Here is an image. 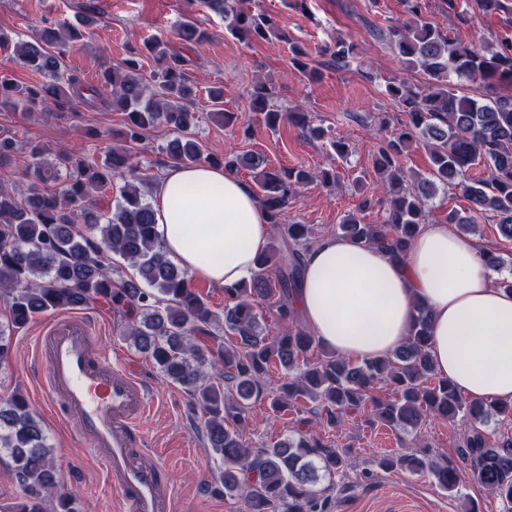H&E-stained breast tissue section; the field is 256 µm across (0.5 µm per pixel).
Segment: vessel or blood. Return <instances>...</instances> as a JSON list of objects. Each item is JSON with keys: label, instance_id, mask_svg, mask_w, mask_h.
Returning <instances> with one entry per match:
<instances>
[{"label": "vessel or blood", "instance_id": "vessel-or-blood-1", "mask_svg": "<svg viewBox=\"0 0 512 512\" xmlns=\"http://www.w3.org/2000/svg\"><path fill=\"white\" fill-rule=\"evenodd\" d=\"M84 317L67 314L43 331L41 383L62 421L76 419L75 433L93 447L126 512H174L166 469L144 447L148 397L139 377L113 368L89 343Z\"/></svg>", "mask_w": 512, "mask_h": 512}]
</instances>
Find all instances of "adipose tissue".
<instances>
[{
    "label": "adipose tissue",
    "instance_id": "ef3b65f1",
    "mask_svg": "<svg viewBox=\"0 0 512 512\" xmlns=\"http://www.w3.org/2000/svg\"><path fill=\"white\" fill-rule=\"evenodd\" d=\"M151 206L167 257L198 280H249L270 241L250 187L221 168L170 165ZM297 304L328 350L357 361L392 354L426 305L436 376L469 399L512 403V292L495 285L477 248L447 225L423 226L401 261L324 237L306 255Z\"/></svg>",
    "mask_w": 512,
    "mask_h": 512
}]
</instances>
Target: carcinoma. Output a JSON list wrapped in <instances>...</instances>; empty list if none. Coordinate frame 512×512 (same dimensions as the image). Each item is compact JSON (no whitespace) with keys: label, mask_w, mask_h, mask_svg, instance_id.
<instances>
[{"label":"carcinoma","mask_w":512,"mask_h":512,"mask_svg":"<svg viewBox=\"0 0 512 512\" xmlns=\"http://www.w3.org/2000/svg\"><path fill=\"white\" fill-rule=\"evenodd\" d=\"M224 16L225 30L234 39L288 41L277 19L253 13L242 0H202ZM409 18L390 30V43L409 70L421 72L426 82L411 85L392 78L385 90L402 107L405 121L393 136L381 140L373 166L388 184L390 198L381 224H364L359 214L371 201L362 200L357 212L339 225L342 235L378 246L391 257H404L425 224L427 201L439 188L459 186L469 202L468 217L448 213V223L465 231L474 217L489 215L512 241V94H494L482 100L462 94L452 78L512 85V41L495 47H477L452 37L423 16L422 0H405ZM88 22L41 28L29 41L13 43V60L40 76L19 83L0 73V105L27 111L35 106H61L73 99L95 107L105 105L124 114V144L108 147L105 160L89 164L78 153L57 151L58 162L45 158V149L30 150L28 179L11 187L8 165L15 142L0 139V295L9 306L0 324V367L10 355L11 332L36 314L75 309L92 302L109 306L124 322L125 335L158 366L163 377L179 384L205 416L204 437L222 461L224 492L244 499L245 512H323L313 485L316 473L334 476L351 466L340 448L324 444L314 434L276 441L264 448L242 443L240 428L251 411V400L262 395L274 412H285L309 399L325 407L327 423L360 415L405 430L418 428L429 416L453 420L468 418L472 426L460 443L462 460L473 475L512 512V437L492 440L480 425L493 416L512 417V403L465 400L447 380L435 377L429 354L430 310L417 307L407 341L392 355L353 362L326 349L299 320L295 294L309 250L308 228L285 224L283 217L298 188L314 181L323 186L339 182L338 172L318 175L302 167L272 169L254 154L206 152L192 133L197 119L187 103L196 96L188 79L189 59L169 46L162 36L144 42L116 66L103 71L100 86H83L67 73L64 60L83 39ZM179 39L186 44L207 39L205 30L191 21L182 24ZM293 64L310 79L322 76L309 56L293 48ZM156 68L143 73V54ZM328 63L346 70L355 46L344 38L324 49ZM273 87L262 83L253 90L250 111L265 125L276 128L286 118L316 139L325 130L304 112L283 111L272 103ZM214 107L210 116L233 123L224 111V90L209 91ZM158 123L176 136L166 155L182 165L207 162L230 172L249 168L260 189L257 199L265 209L275 237L255 262L249 281L224 287L222 313L209 307L191 287L187 272L167 256L155 228L154 211L141 192L132 149L145 131ZM430 147L432 168L427 176L410 174L399 158L417 143ZM482 163L486 174L466 177ZM125 179L122 202L114 211L101 205L112 180ZM59 185L51 191L48 186ZM127 261L136 276L112 278V256ZM272 304L282 333L270 337L261 326V307ZM285 371L284 382L269 388L272 368ZM392 387L388 398L374 394L376 383ZM0 448L13 463L22 504L1 506L0 512H74L76 498L64 490L51 457L52 448L24 396L0 397ZM386 469L427 471L435 484L450 494L458 492L459 473L451 464L429 462L425 455L405 453L385 458Z\"/></svg>","instance_id":"1"}]
</instances>
